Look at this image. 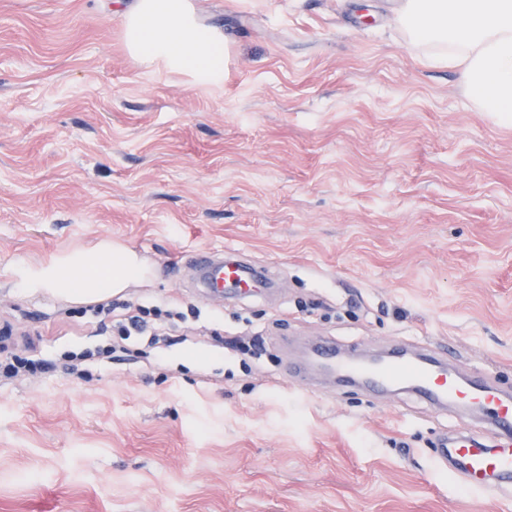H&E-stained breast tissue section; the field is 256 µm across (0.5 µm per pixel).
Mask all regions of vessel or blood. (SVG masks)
Returning a JSON list of instances; mask_svg holds the SVG:
<instances>
[{
  "mask_svg": "<svg viewBox=\"0 0 512 512\" xmlns=\"http://www.w3.org/2000/svg\"><path fill=\"white\" fill-rule=\"evenodd\" d=\"M203 275L213 293L239 297L259 296L275 286L266 269L256 267L235 250L201 249L188 258ZM309 362L319 370L373 387L406 386L436 403L459 402L480 411L503 434V441L488 447L471 435L444 440L440 463L453 468L471 490L489 497L512 492V397L465 379L427 357H410L394 351L374 363L338 356L332 342L323 339L313 348Z\"/></svg>",
  "mask_w": 512,
  "mask_h": 512,
  "instance_id": "1",
  "label": "vessel or blood"
}]
</instances>
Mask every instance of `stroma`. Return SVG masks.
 I'll return each mask as SVG.
<instances>
[{"label": "stroma", "instance_id": "1", "mask_svg": "<svg viewBox=\"0 0 512 512\" xmlns=\"http://www.w3.org/2000/svg\"><path fill=\"white\" fill-rule=\"evenodd\" d=\"M131 0H0V512H512L435 465L462 407L283 366L449 351L512 393V115L426 68L394 0H191L224 33V82L152 74L126 52ZM142 271L115 301L200 311L186 341L112 340L89 301L16 288L100 245ZM245 252L280 283L219 300L186 256Z\"/></svg>", "mask_w": 512, "mask_h": 512}]
</instances>
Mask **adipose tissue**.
<instances>
[{
  "instance_id": "ef3b65f1",
  "label": "adipose tissue",
  "mask_w": 512,
  "mask_h": 512,
  "mask_svg": "<svg viewBox=\"0 0 512 512\" xmlns=\"http://www.w3.org/2000/svg\"><path fill=\"white\" fill-rule=\"evenodd\" d=\"M396 14L423 62L455 69L485 111L512 112V0H397ZM122 40L139 65L204 86L224 81V36L198 21L191 0H133L122 17ZM137 273L132 254L106 249L24 271L19 285L107 297Z\"/></svg>"
}]
</instances>
